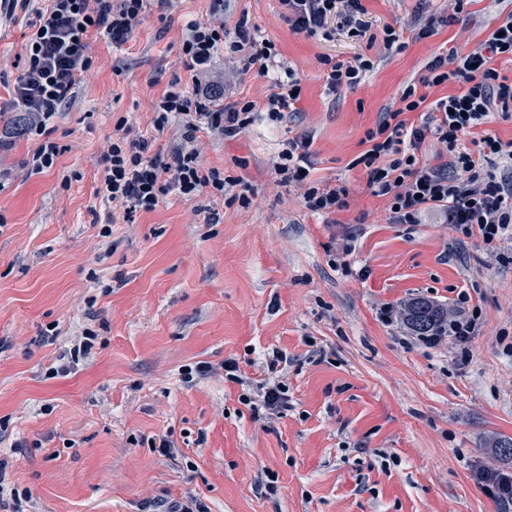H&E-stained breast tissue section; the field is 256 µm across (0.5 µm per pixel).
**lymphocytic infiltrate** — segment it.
I'll return each mask as SVG.
<instances>
[{"instance_id": "obj_1", "label": "lymphocytic infiltrate", "mask_w": 512, "mask_h": 512, "mask_svg": "<svg viewBox=\"0 0 512 512\" xmlns=\"http://www.w3.org/2000/svg\"><path fill=\"white\" fill-rule=\"evenodd\" d=\"M35 12L31 33L24 46L26 65L14 81L15 105L26 112L23 136L36 140L30 163L33 170L52 168L63 148L55 138L60 108L69 100L77 82L91 74L94 58L88 35L96 31L112 43L129 41L141 23L147 0H44ZM280 16L289 29L305 38L330 39L341 31L365 36L369 23L362 0H278ZM225 0H211L206 20H192L182 31L180 60L192 84L183 86L173 77L165 91L151 104L152 126L164 131L178 125L180 141L170 159L155 152L151 138L132 136L126 118H119L109 144L100 157L103 179L98 195L118 205L126 222L139 212L154 211L170 194L193 203L201 195L226 204L249 208L256 194L241 179L225 176L206 164L199 142L200 132L234 139L249 132L258 121L280 123L294 111L302 93L301 80L293 70L274 78L264 103L232 100L221 103L220 91L204 84L203 76L218 55L232 60L241 75L268 76L276 66L275 43L260 35L247 15L235 24L224 17ZM512 58V14L498 25L496 33L473 50L455 48L436 54L425 66L418 84L408 85L400 97V111L386 112L376 127L365 133L366 150L357 162L367 174L373 195L388 201L394 224H417L425 212H437L483 244L512 238V140L487 134L475 148L464 139L496 115L512 117V81L501 77L494 63ZM329 92L357 87L373 68L370 59L356 56L348 64L323 55ZM459 85V92L434 102L418 95V86ZM416 112L420 120L407 124L401 112ZM440 146L446 155L441 164L431 163L421 149L425 142ZM312 140L301 135L289 138L274 165L279 183L302 190V201L312 214L329 216L349 206V189L309 181ZM482 327L479 309L457 303L434 334L418 336L429 347L448 344L459 360H468L471 342ZM288 357L273 350L265 359V377L240 394L250 410L274 414L288 408V386L281 372Z\"/></svg>"}]
</instances>
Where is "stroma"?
Here are the masks:
<instances>
[{
  "label": "stroma",
  "mask_w": 512,
  "mask_h": 512,
  "mask_svg": "<svg viewBox=\"0 0 512 512\" xmlns=\"http://www.w3.org/2000/svg\"><path fill=\"white\" fill-rule=\"evenodd\" d=\"M364 6L372 32L394 25L404 49L385 54L343 34L307 39L281 20L277 0H231L230 18L248 13L275 42L302 96L283 123H256L234 140L202 134L207 163L262 198L220 205L221 223L195 214L211 205L206 196L192 205L168 195L129 223L95 194L114 124L124 117L134 132L151 131L152 100L183 72L182 28L205 19L210 0H178L165 22L150 0L122 45L90 34L96 70L56 122L64 151L53 168L26 167L34 144L23 137L0 152L11 173L0 189V481L31 492L30 512H157L189 497L206 512H501L475 469L512 472L497 448L512 438V242L460 240L433 213L390 223L386 198L355 160L365 131L399 108L428 60L484 42L512 0H472L464 23L421 40V10L447 13L448 0ZM31 18L0 11L2 128L23 118L11 100ZM363 52L373 71L327 94L320 55L346 62ZM212 78L242 99L270 92L269 79L236 76L224 59ZM301 134L313 140L311 180L350 186L334 223L276 181L284 141ZM351 231L346 277L328 246ZM462 293L483 317L465 364L447 346L402 342V329L380 318L383 305L416 297L450 311ZM86 328L93 347L72 361ZM273 349L288 357L290 407L257 421L222 364L235 358L256 382ZM64 363L67 374L50 376ZM200 364L211 373L182 382ZM163 437L172 455L153 448Z\"/></svg>",
  "instance_id": "stroma-1"
}]
</instances>
